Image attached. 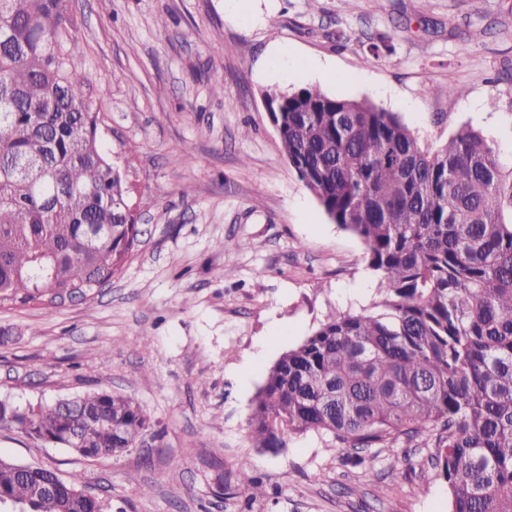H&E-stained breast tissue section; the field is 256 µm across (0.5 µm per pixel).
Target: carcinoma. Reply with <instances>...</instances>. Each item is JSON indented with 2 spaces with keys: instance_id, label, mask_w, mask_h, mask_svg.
<instances>
[{
  "instance_id": "cac0c4a2",
  "label": "carcinoma",
  "mask_w": 512,
  "mask_h": 512,
  "mask_svg": "<svg viewBox=\"0 0 512 512\" xmlns=\"http://www.w3.org/2000/svg\"><path fill=\"white\" fill-rule=\"evenodd\" d=\"M69 0H0V310L52 312L95 298L139 244L130 164L76 51ZM282 152L329 220L380 274L377 313L336 312L268 372L256 442L294 433L328 447L436 449L448 512H512V166L478 130L436 149L395 112L316 85L267 90ZM88 456H121L148 428L130 398L94 392L22 410L0 427ZM0 458V489L23 512H107L76 477Z\"/></svg>"
}]
</instances>
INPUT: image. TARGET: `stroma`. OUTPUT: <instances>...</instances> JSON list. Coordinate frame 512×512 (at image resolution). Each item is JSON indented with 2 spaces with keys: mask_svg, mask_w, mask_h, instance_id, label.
Returning <instances> with one entry per match:
<instances>
[{
  "mask_svg": "<svg viewBox=\"0 0 512 512\" xmlns=\"http://www.w3.org/2000/svg\"><path fill=\"white\" fill-rule=\"evenodd\" d=\"M71 7L104 138L131 150L151 206L137 252L94 300L0 311V400L107 391L131 397L149 427L136 448L100 458L0 428V457L79 476L112 512H448L433 451L415 442L368 449L367 465L314 432L283 448L254 439L251 402L270 367L331 312L377 299L363 244L298 179L263 93L317 85L367 98L432 149L467 123L510 163L512 0ZM383 40L389 51L373 56ZM448 85L462 96L438 95ZM251 479L263 497L243 495Z\"/></svg>",
  "mask_w": 512,
  "mask_h": 512,
  "instance_id": "obj_1",
  "label": "stroma"
}]
</instances>
